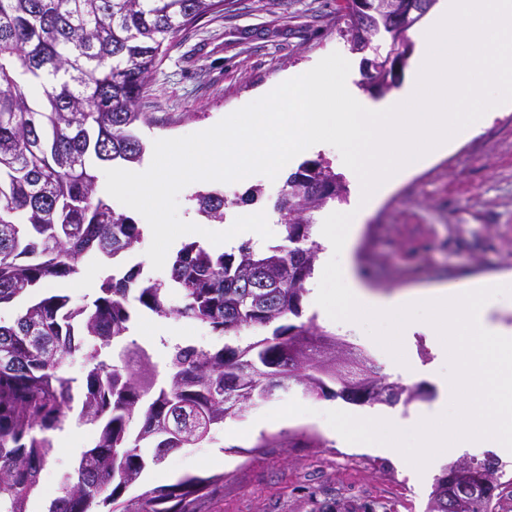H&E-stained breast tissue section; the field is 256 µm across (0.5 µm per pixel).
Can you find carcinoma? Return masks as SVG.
Wrapping results in <instances>:
<instances>
[{"label": "carcinoma", "mask_w": 512, "mask_h": 512, "mask_svg": "<svg viewBox=\"0 0 512 512\" xmlns=\"http://www.w3.org/2000/svg\"><path fill=\"white\" fill-rule=\"evenodd\" d=\"M225 0H0V305L28 299L0 321V512H29L51 460L54 434L74 418L96 427L91 446L44 512H202L224 477L184 475L124 498L142 473L286 382L311 396L355 404L407 405L417 387L392 382L367 354L301 314L319 245L313 213L343 197L341 174L306 160L288 174L274 204L282 243L228 253L198 242L177 253L165 281L141 266L107 275L98 295L73 307L51 284L93 256L135 249L143 228L100 194L93 163L130 167L146 151L141 127L171 117L143 112L140 100L164 44ZM393 19L347 27L349 49L383 34L404 45ZM42 83L32 98L27 82ZM264 195L254 185L231 201L220 190L195 196L198 214L224 223L225 210ZM160 318L208 324L227 342L218 349L177 344L159 375L136 341L112 355L131 330L128 298ZM272 328L243 342L246 328ZM83 362L81 377L67 362ZM505 465L488 453L447 466L435 479L427 512H491Z\"/></svg>", "instance_id": "cac0c4a2"}]
</instances>
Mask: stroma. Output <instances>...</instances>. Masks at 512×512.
I'll return each instance as SVG.
<instances>
[{"label":"stroma","mask_w":512,"mask_h":512,"mask_svg":"<svg viewBox=\"0 0 512 512\" xmlns=\"http://www.w3.org/2000/svg\"><path fill=\"white\" fill-rule=\"evenodd\" d=\"M350 21L347 0H228L222 16L201 19L167 50L141 105L146 112L172 113L177 121L141 128V137L150 145L201 132L334 52L363 66V54L351 53L342 35ZM257 184L266 190L264 200L230 208L227 223L271 212L282 179L253 175L227 184L224 194L239 196ZM353 261L378 293L511 281L512 107L492 112L484 127L384 196L358 230ZM111 269V260H84L61 284L72 306L91 300ZM134 337L160 366L168 346L222 344L205 323L162 319L144 309ZM293 399L308 414L268 419V412ZM329 410L356 414L361 407L309 396L296 385L276 389L200 444L146 470L140 484H167L186 473L212 475L206 460L216 449L224 455V489L206 512H381L384 504L392 512H425L432 479L413 481L406 466L383 453L341 447L323 417ZM310 432L318 442H307ZM92 437V429L83 427L70 448L56 449L42 474V495L57 491Z\"/></svg>","instance_id":"35a3bbf8"}]
</instances>
